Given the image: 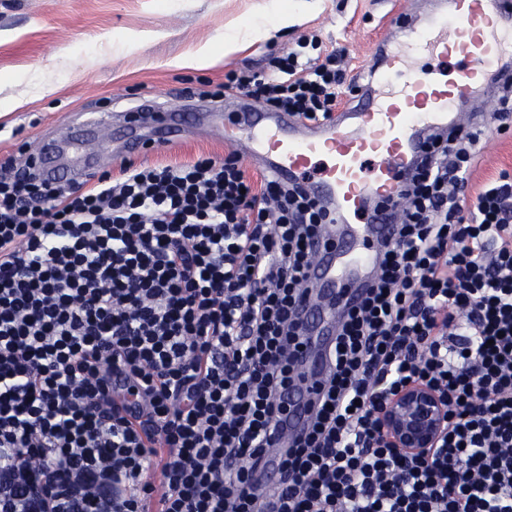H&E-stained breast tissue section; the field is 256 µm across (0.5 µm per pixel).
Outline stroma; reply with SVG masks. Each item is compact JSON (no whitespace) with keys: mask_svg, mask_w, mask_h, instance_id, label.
Returning a JSON list of instances; mask_svg holds the SVG:
<instances>
[{"mask_svg":"<svg viewBox=\"0 0 512 512\" xmlns=\"http://www.w3.org/2000/svg\"><path fill=\"white\" fill-rule=\"evenodd\" d=\"M276 0H0V100L27 98L24 109L0 119V166H22L47 139L67 136L87 112L121 120L144 100L161 110L219 101L228 112L254 107L251 97L222 93L225 72L263 70L271 54L301 36H318L346 50L345 65L359 73L371 61L372 42L391 31L398 13L422 12L427 0H287L291 25L272 32L204 70L171 67L243 23H262ZM55 85L38 99V85ZM189 128L176 142L144 156L145 164H185L197 156L221 158L229 147ZM487 148L471 183L512 170V135L486 129Z\"/></svg>","mask_w":512,"mask_h":512,"instance_id":"stroma-1","label":"stroma"}]
</instances>
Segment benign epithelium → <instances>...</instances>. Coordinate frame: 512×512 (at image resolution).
I'll return each instance as SVG.
<instances>
[{"mask_svg": "<svg viewBox=\"0 0 512 512\" xmlns=\"http://www.w3.org/2000/svg\"><path fill=\"white\" fill-rule=\"evenodd\" d=\"M381 418L387 440L405 451L435 447L448 422L439 396L420 383L399 391L385 406Z\"/></svg>", "mask_w": 512, "mask_h": 512, "instance_id": "benign-epithelium-1", "label": "benign epithelium"}]
</instances>
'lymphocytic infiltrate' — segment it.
<instances>
[{"label": "lymphocytic infiltrate", "mask_w": 512, "mask_h": 512, "mask_svg": "<svg viewBox=\"0 0 512 512\" xmlns=\"http://www.w3.org/2000/svg\"><path fill=\"white\" fill-rule=\"evenodd\" d=\"M310 48L320 60L302 64ZM344 56L305 38L224 86L325 123L357 88ZM483 148L479 125L432 135L264 491L329 213L234 153L129 164L87 189L1 176L0 512L27 497L28 512H512V173L469 190ZM417 382L448 423L407 453L377 413Z\"/></svg>", "instance_id": "lymphocytic-infiltrate-1"}]
</instances>
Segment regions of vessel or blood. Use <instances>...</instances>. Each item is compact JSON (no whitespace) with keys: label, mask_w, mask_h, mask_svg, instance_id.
Wrapping results in <instances>:
<instances>
[{"label":"vessel or blood","mask_w":512,"mask_h":512,"mask_svg":"<svg viewBox=\"0 0 512 512\" xmlns=\"http://www.w3.org/2000/svg\"><path fill=\"white\" fill-rule=\"evenodd\" d=\"M397 34L376 43L375 63L351 107L335 122L309 125L283 112H242L216 119L214 131L285 182L297 181L338 218L315 246L308 273V311L318 316L301 352L304 376L278 422V436L258 469V488L276 484L291 438L311 418L312 404L330 371L339 312L353 303L376 270L380 240L392 226L385 206L398 200L407 174L424 155L432 134H454L463 125L457 110L481 92L486 77L512 81V0H434L424 26L401 15ZM180 116L159 112L151 135L126 127L125 153L136 156L179 137ZM82 131L36 154L58 175L59 159L71 180L90 177L98 162L86 132L106 123L85 113Z\"/></svg>","instance_id":"obj_1"}]
</instances>
